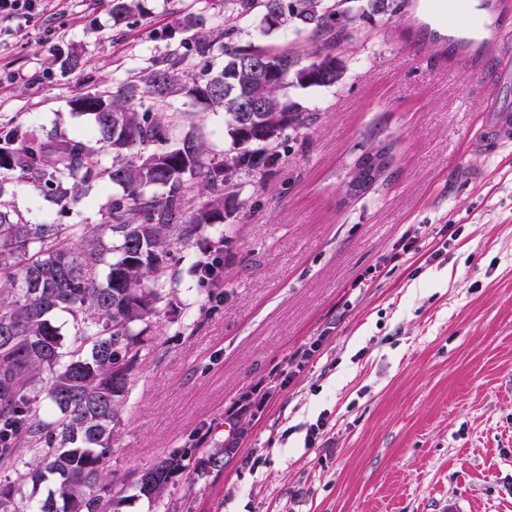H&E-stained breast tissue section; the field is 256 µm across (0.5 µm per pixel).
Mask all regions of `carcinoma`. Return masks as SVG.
Returning a JSON list of instances; mask_svg holds the SVG:
<instances>
[{
  "label": "carcinoma",
  "instance_id": "obj_1",
  "mask_svg": "<svg viewBox=\"0 0 512 512\" xmlns=\"http://www.w3.org/2000/svg\"><path fill=\"white\" fill-rule=\"evenodd\" d=\"M214 2L193 0L180 21L190 39L150 60L137 80L72 100L90 116L89 133L39 139L17 126L0 134V192L10 180L34 179L70 210L105 177L122 189L104 225L28 224L0 208V458L28 467L24 478L36 486L52 483L45 499L25 501L15 482L0 479V512H119L131 488L163 512H180L162 500L172 477L218 458L183 450L138 476L106 474L141 353L156 340L171 256L213 219L233 214L225 163L265 169L287 131L317 121L288 89L341 82L348 64L338 49L353 38V22L403 7L353 0L343 15L336 0H224L218 41L201 34ZM141 12V0H112V26ZM254 18L266 36L308 35L305 47L240 44ZM178 95L223 109L231 139L224 158L177 137L170 99ZM104 151L112 152L108 168ZM60 312L76 324L66 348Z\"/></svg>",
  "mask_w": 512,
  "mask_h": 512
}]
</instances>
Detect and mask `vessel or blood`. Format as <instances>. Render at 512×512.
<instances>
[{
    "label": "vessel or blood",
    "mask_w": 512,
    "mask_h": 512,
    "mask_svg": "<svg viewBox=\"0 0 512 512\" xmlns=\"http://www.w3.org/2000/svg\"><path fill=\"white\" fill-rule=\"evenodd\" d=\"M483 16L497 19L496 27L469 26L449 30L446 39L422 42V52L438 62L442 68H453L460 59H468L476 70L491 69L492 91H499L512 79V26L500 24L501 16L512 14V0H480ZM498 44L493 62L485 57L490 44ZM512 140V111L501 108L492 111L484 123L480 145Z\"/></svg>",
    "instance_id": "b4317fda"
}]
</instances>
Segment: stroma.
Segmentation results:
<instances>
[{"label": "stroma", "mask_w": 512, "mask_h": 512, "mask_svg": "<svg viewBox=\"0 0 512 512\" xmlns=\"http://www.w3.org/2000/svg\"><path fill=\"white\" fill-rule=\"evenodd\" d=\"M144 2L147 15L120 30L112 0H41L39 21H0V128L89 132L73 98L117 86L186 37L177 19L191 0ZM435 3L357 21L343 80L288 91L317 122L287 131L270 171L237 173L233 220L174 253L112 479L231 443L233 458L200 470L191 490L173 477L167 499L184 512H512V143L471 149L483 73L412 47L442 35ZM73 49L83 66L69 71ZM171 105L178 136L223 156V111ZM371 147L386 151L387 171L345 199ZM120 193L102 180L63 212L16 182L0 200L33 224H102ZM410 229L419 250L397 253ZM217 241L212 300L196 262ZM322 417L324 435L307 442Z\"/></svg>", "instance_id": "1"}]
</instances>
